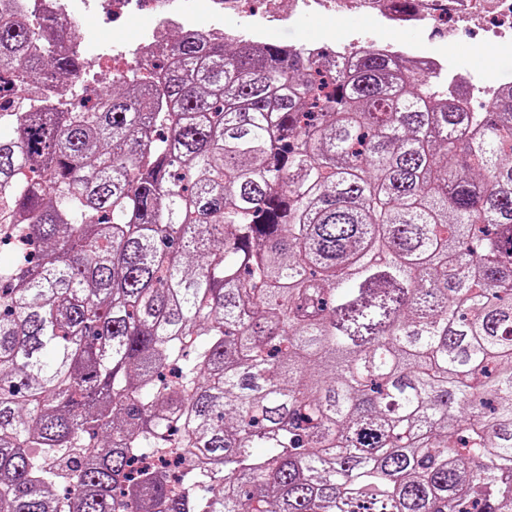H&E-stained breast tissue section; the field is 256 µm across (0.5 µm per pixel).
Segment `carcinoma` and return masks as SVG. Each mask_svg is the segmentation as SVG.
I'll return each instance as SVG.
<instances>
[{
    "instance_id": "carcinoma-1",
    "label": "carcinoma",
    "mask_w": 512,
    "mask_h": 512,
    "mask_svg": "<svg viewBox=\"0 0 512 512\" xmlns=\"http://www.w3.org/2000/svg\"><path fill=\"white\" fill-rule=\"evenodd\" d=\"M65 39L0 15V512H512V84L185 31L18 103ZM90 60L86 61V73L84 76L83 84L90 90H99L108 85V82L113 78L119 80L123 75V69H113L109 66H104L100 63V59L89 56ZM112 77V78H109Z\"/></svg>"
}]
</instances>
